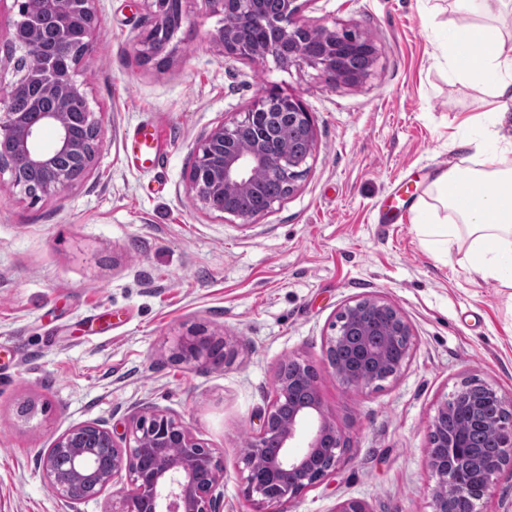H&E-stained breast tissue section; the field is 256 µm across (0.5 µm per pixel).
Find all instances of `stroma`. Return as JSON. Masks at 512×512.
<instances>
[{
	"instance_id": "35a3bbf8",
	"label": "stroma",
	"mask_w": 512,
	"mask_h": 512,
	"mask_svg": "<svg viewBox=\"0 0 512 512\" xmlns=\"http://www.w3.org/2000/svg\"><path fill=\"white\" fill-rule=\"evenodd\" d=\"M444 0H304L300 23L370 36L378 49L357 85L317 69L224 53L211 0H185L173 60L137 53L154 17L143 0H96L99 29L78 79L103 119L92 169L39 199L0 181V512H108L111 495L66 506L38 456L67 429L106 422L122 436L133 413L168 410L224 463V512H254L243 458L273 395L279 364L320 366L341 308L377 296L412 330L394 377L350 392L321 374L325 408L347 442L335 471L278 512H432L429 425L461 382L512 399V309L475 282L464 250H428L413 211L423 175L457 162L478 138L481 90L454 81L441 56L456 11ZM300 98L316 151L296 190L243 226L187 190L197 144L242 118L259 93ZM166 160L145 169L125 151L140 127ZM226 339L234 357L184 363L190 328Z\"/></svg>"
}]
</instances>
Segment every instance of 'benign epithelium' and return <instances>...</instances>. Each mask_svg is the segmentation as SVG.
Segmentation results:
<instances>
[{
	"label": "benign epithelium",
	"mask_w": 512,
	"mask_h": 512,
	"mask_svg": "<svg viewBox=\"0 0 512 512\" xmlns=\"http://www.w3.org/2000/svg\"><path fill=\"white\" fill-rule=\"evenodd\" d=\"M95 0H13L17 19L10 37L0 40V176L9 174L10 185L26 196L39 199L62 194L93 166L102 148V118L92 109L84 84L77 80L79 66L92 47L98 28ZM155 23L138 42V54L146 63L166 66L178 41L170 19L171 0H146ZM223 15L214 40L224 53L251 60H272L282 69L304 64L317 67L335 84L363 82L377 60L374 41L360 32L328 27H309L297 21L299 0H281L276 18L266 13L265 0H213ZM54 26L62 43L78 38L71 57L65 59L45 45L44 27ZM363 52L368 58L362 70H351L347 60ZM24 98L29 111L14 110ZM252 134L244 138L241 129ZM55 132L54 149L39 147L43 131ZM307 142L308 153L295 156L272 148L278 132ZM316 145L312 113L302 100L265 89L242 119L213 127L197 145L188 173V191L203 207L224 218L250 225L281 202L271 199L256 211H242L233 199L252 191L261 178L280 180L290 195L307 172ZM386 314L378 336L366 330L367 318ZM327 337L322 371L333 375L349 390L372 386L376 380L361 377L336 363L334 351L352 332L362 334L360 347L384 378L396 376L408 362L412 328L401 310L379 297H364L346 304ZM233 354L227 342L191 329L177 343L174 358L184 362L225 361ZM291 374L277 369L274 396L250 441L244 458L246 496L256 504L275 506L299 497L336 469L346 441L325 413L318 391L319 370L297 358ZM307 385L311 399L284 406L288 393ZM472 381L462 382L437 408L431 424L437 430L448 412L460 411L471 429L493 428L499 437V454L490 461L455 437L431 442L428 466L437 476L431 489L433 512H478L476 501L497 473L512 466V404L488 384L484 397L471 395ZM307 433V448L296 455L291 442ZM337 449L333 463L319 462L321 449ZM262 461L267 478L260 484L254 464ZM39 465L54 493L72 506L112 491L107 512H140L143 502L151 512H222L224 467L215 449L204 446L192 429L175 414L154 409L133 417V424L118 439L100 421L69 428L41 454Z\"/></svg>",
	"instance_id": "1"
}]
</instances>
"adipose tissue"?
<instances>
[{
  "instance_id": "1",
  "label": "adipose tissue",
  "mask_w": 512,
  "mask_h": 512,
  "mask_svg": "<svg viewBox=\"0 0 512 512\" xmlns=\"http://www.w3.org/2000/svg\"><path fill=\"white\" fill-rule=\"evenodd\" d=\"M506 0H454L465 22L442 48L452 76L490 98L491 121L465 167L435 171L419 213L432 246L466 244L475 279L494 282L512 302V30L500 24Z\"/></svg>"
}]
</instances>
